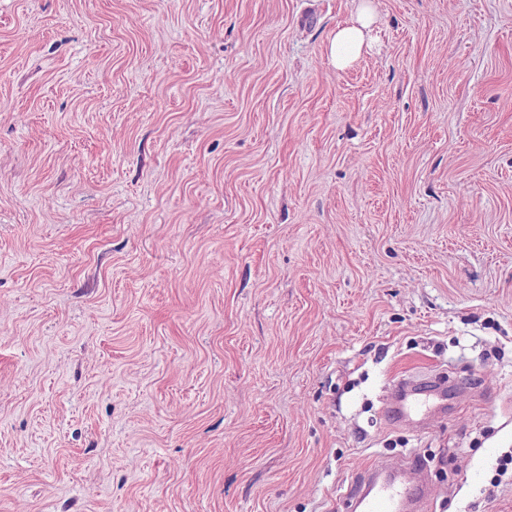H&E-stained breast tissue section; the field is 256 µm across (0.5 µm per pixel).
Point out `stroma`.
Returning a JSON list of instances; mask_svg holds the SVG:
<instances>
[{"label":"stroma","mask_w":512,"mask_h":512,"mask_svg":"<svg viewBox=\"0 0 512 512\" xmlns=\"http://www.w3.org/2000/svg\"><path fill=\"white\" fill-rule=\"evenodd\" d=\"M356 2L0 0V512H512V0ZM354 14L339 24L325 50L327 63L336 69H343L372 49L370 32L374 23L371 0H360ZM440 385L428 371L405 373L392 385L393 402L387 409L390 420L426 424L436 413L430 397ZM361 484L367 486L364 494L358 491ZM412 486L416 493L411 492ZM347 499L353 504L352 512L427 511L431 505L430 489L416 457L402 469L393 468L386 460L372 464Z\"/></svg>","instance_id":"obj_1"}]
</instances>
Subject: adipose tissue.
I'll return each mask as SVG.
<instances>
[{
    "mask_svg": "<svg viewBox=\"0 0 512 512\" xmlns=\"http://www.w3.org/2000/svg\"><path fill=\"white\" fill-rule=\"evenodd\" d=\"M374 23V11L370 0H361L354 14L339 24L328 42L325 58L331 66L343 69L372 47L370 32Z\"/></svg>",
    "mask_w": 512,
    "mask_h": 512,
    "instance_id": "ef3b65f1",
    "label": "adipose tissue"
}]
</instances>
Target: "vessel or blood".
Segmentation results:
<instances>
[{
    "instance_id": "b4317fda",
    "label": "vessel or blood",
    "mask_w": 512,
    "mask_h": 512,
    "mask_svg": "<svg viewBox=\"0 0 512 512\" xmlns=\"http://www.w3.org/2000/svg\"><path fill=\"white\" fill-rule=\"evenodd\" d=\"M437 388L436 378L427 371L399 376L392 386L389 419L426 424L436 413L430 397ZM360 482L366 490L350 492L352 512H428L431 505L430 489L416 458L401 469L393 468L388 461H378L366 470Z\"/></svg>"
}]
</instances>
